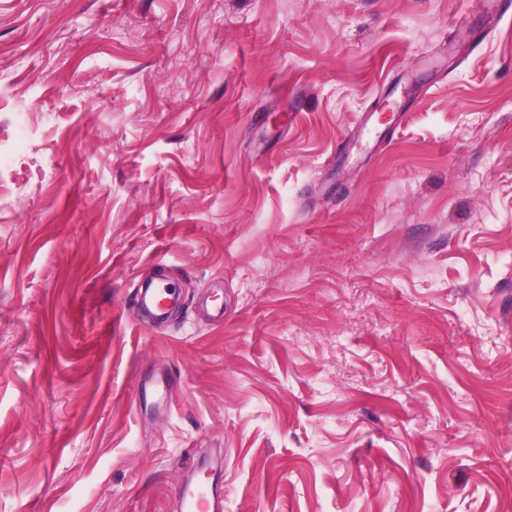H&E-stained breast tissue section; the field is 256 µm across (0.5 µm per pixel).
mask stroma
Returning a JSON list of instances; mask_svg holds the SVG:
<instances>
[{
    "instance_id": "35a3bbf8",
    "label": "stroma",
    "mask_w": 512,
    "mask_h": 512,
    "mask_svg": "<svg viewBox=\"0 0 512 512\" xmlns=\"http://www.w3.org/2000/svg\"><path fill=\"white\" fill-rule=\"evenodd\" d=\"M216 455L224 512H512V0H0V512ZM161 402H167V386L164 378L157 380L150 389L145 385H138L137 387V404L140 410L143 411L148 407H153Z\"/></svg>"
}]
</instances>
